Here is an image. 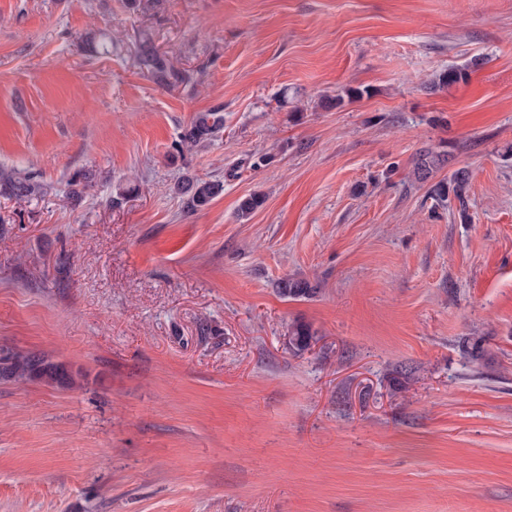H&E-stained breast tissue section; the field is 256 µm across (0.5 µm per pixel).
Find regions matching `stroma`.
<instances>
[{
    "mask_svg": "<svg viewBox=\"0 0 512 512\" xmlns=\"http://www.w3.org/2000/svg\"><path fill=\"white\" fill-rule=\"evenodd\" d=\"M4 169L0 512H512V0H0ZM138 62L140 68L158 85L168 86L186 78L182 71L176 69L167 58L156 51L148 39L141 42ZM224 128V114L219 111L199 112L181 134V142L187 148L211 140ZM422 152L415 163L413 175L417 182L424 184L434 177L435 170L443 162L445 154L435 153L429 149ZM471 173L468 168L462 167L457 169L450 179V181H440L431 186L429 192L430 195L439 199L448 198L450 192H452L458 200H464L463 190L470 180ZM0 188L9 195L26 198L38 193L39 187L24 177L4 172L0 176ZM176 190L187 197L188 207L197 210L208 205L223 191V185L216 181H207L197 177L184 178L178 182ZM317 289L306 279L286 277L279 282V293L284 297L300 298L312 297ZM0 378L39 379L62 387H74V377L61 365L54 364L39 353L1 352Z\"/></svg>",
    "mask_w": 512,
    "mask_h": 512,
    "instance_id": "1",
    "label": "stroma"
}]
</instances>
